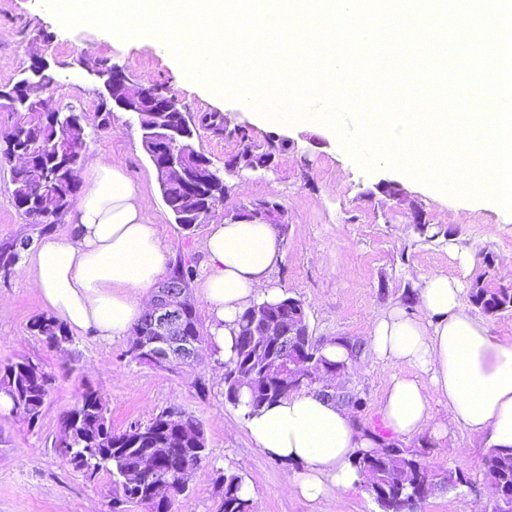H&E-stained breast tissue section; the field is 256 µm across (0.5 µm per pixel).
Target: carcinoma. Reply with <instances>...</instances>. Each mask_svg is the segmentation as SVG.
Segmentation results:
<instances>
[{"instance_id":"carcinoma-1","label":"carcinoma","mask_w":512,"mask_h":512,"mask_svg":"<svg viewBox=\"0 0 512 512\" xmlns=\"http://www.w3.org/2000/svg\"><path fill=\"white\" fill-rule=\"evenodd\" d=\"M20 109L19 145L29 153L33 169L15 175L13 179V200L16 208L28 213L27 201L22 197V189L33 179H41L51 184L57 191L74 204L78 193L76 174L71 172L62 158L51 156L46 152L47 142L61 138V129L68 122L80 117L75 112H60L54 122L48 121L43 112H34L29 103L19 101ZM212 186L203 191L209 195L211 209L217 210L224 203V178L218 169H212ZM184 189L169 185L162 189L163 199L174 216L175 223L186 229L193 228L190 217L180 204ZM473 300L484 311L492 313L512 307V294L499 291L488 292L482 288L472 294ZM301 302L293 297L285 296L279 302L266 304L276 316L283 319L295 311ZM30 331L54 346L69 344L72 338L66 327L51 316L41 315L30 324ZM185 332L187 337L197 341L204 340L203 327L197 310L189 312ZM266 348L282 357H288L294 351L306 359H313L323 366L336 367L338 363L327 359L322 353V344L310 336H297L294 341H285L277 336H263L259 326L253 321L252 309H247L241 316L240 331L235 341V355L224 363V373L234 374L237 381L224 385L226 400L237 406L242 395L249 396L248 405L258 408L266 403H273L290 393L288 389L279 388L275 381L260 376L252 361V351ZM30 358H20L0 366V388L10 392L13 397L23 396L32 410V416L40 415L41 409L50 395L55 381L54 376L39 367L40 377L31 378L25 373ZM165 413L161 412L146 424L136 423L128 428L116 431L112 429L109 409L102 394L91 386L83 385L77 394L76 402L62 417L65 424L64 435L67 439L60 440L66 452L62 454L68 463L82 471L92 479L105 471L112 476V499L115 503L142 505L148 512H171L172 498L184 495V489L177 486L175 471L182 458H194L200 462L208 459L207 448H195L191 443L175 449L170 456H160L153 462L144 463L148 477L143 485L129 488L124 482L122 471L140 463V455L146 445L136 441L137 431L156 432L160 435L163 428ZM362 478H371L367 484L375 501L382 512H409L411 502L418 492V485L426 484L425 495H430L436 487L454 488L463 484L460 475L449 478L436 474L429 476L430 469L418 458L416 451L388 444L383 448H372L360 451L353 460ZM486 476L488 481L496 484L507 500H512V451L496 452L487 462ZM168 483L172 488V497L163 501L151 495V487ZM224 510L223 512H244L252 504L251 498L243 491L240 477L228 475L224 477Z\"/></svg>"}]
</instances>
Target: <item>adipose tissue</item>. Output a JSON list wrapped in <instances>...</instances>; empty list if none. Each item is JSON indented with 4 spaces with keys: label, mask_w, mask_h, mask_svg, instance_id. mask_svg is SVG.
Returning <instances> with one entry per match:
<instances>
[{
    "label": "adipose tissue",
    "mask_w": 512,
    "mask_h": 512,
    "mask_svg": "<svg viewBox=\"0 0 512 512\" xmlns=\"http://www.w3.org/2000/svg\"><path fill=\"white\" fill-rule=\"evenodd\" d=\"M147 209L124 170L97 157L83 176L69 230L49 234L33 254L30 285L71 333L109 344L141 320L151 288L166 273V247ZM204 251L208 271L197 294L210 317V351L225 362L245 310L282 298L272 277L283 259L278 227L213 224ZM417 300L419 315L391 307L373 321L367 339L372 359L405 368L380 397L385 428L402 439L426 432L441 444L456 429L492 451L512 449V337L490 334L466 306L457 278H428ZM434 397L447 401L450 423L432 415ZM239 410L254 448L296 464L287 483L314 504L358 485L353 456L379 445L344 404L314 390L256 410L243 401Z\"/></svg>",
    "instance_id": "adipose-tissue-1"
}]
</instances>
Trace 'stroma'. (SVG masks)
I'll list each match as a JSON object with an SVG mask.
<instances>
[{
  "label": "stroma",
  "mask_w": 512,
  "mask_h": 512,
  "mask_svg": "<svg viewBox=\"0 0 512 512\" xmlns=\"http://www.w3.org/2000/svg\"><path fill=\"white\" fill-rule=\"evenodd\" d=\"M41 60L53 77L42 98L84 113L85 160L103 154L126 170L149 201L147 215L168 249L170 266L188 269L191 283L206 272L207 226L188 231L175 223L132 114L113 112L108 125L100 126L105 89L89 72L96 64L118 65L134 82L163 87L191 118L220 117L218 127L200 126L195 139L196 149L225 171L224 205L212 222L262 200L282 206L283 261L274 278L283 295L303 303L317 342L361 343L375 317L391 307L417 312L415 296L434 275L460 278L468 292H512V214L491 201L443 194L399 170L364 169L355 160L362 142L344 144L333 129L304 121L270 123L239 102L214 97L188 80L176 59L151 39L123 40L85 24L64 27L43 0H0V86L22 79ZM17 119V112L0 108V248H19L10 271L0 272V365L29 357L56 381L34 423L0 414V512H112L109 475L87 479L53 447L61 418L85 383L106 398L113 428L147 423L169 409L200 422L209 458L192 474L172 512H222V478L231 474L249 487L256 512H381L362 485L316 507L287 490L292 465L252 447L241 414L224 396V367L211 352L195 365L160 370L134 360L124 339L102 346L76 335L61 352L30 333V322L44 308L27 285L25 268L43 236L64 231L67 224L61 217L32 223L13 204L12 164L3 150ZM248 149L271 151V166L225 170L228 160ZM382 180L400 184L405 201L378 193ZM417 209L425 224L414 223ZM453 249L473 254L469 272L450 257ZM403 370L364 355L348 368L343 380L360 400L352 413L362 427L384 433L379 398ZM406 446L430 469L466 478L457 489L427 497L416 512H492L485 476L489 452L479 438L459 432L449 446L424 433Z\"/></svg>",
  "instance_id": "35a3bbf8"
}]
</instances>
